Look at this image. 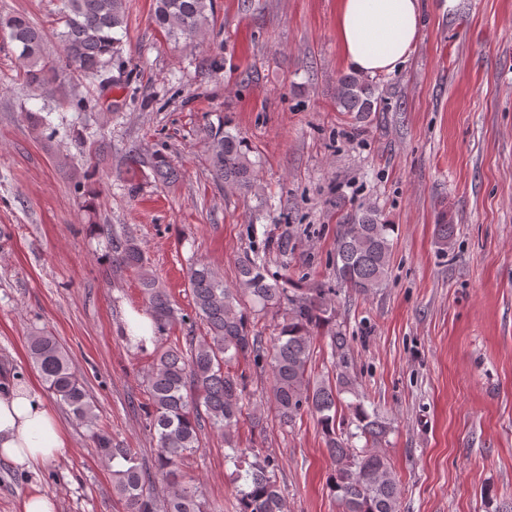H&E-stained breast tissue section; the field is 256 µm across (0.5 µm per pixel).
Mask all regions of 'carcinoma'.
Here are the masks:
<instances>
[{
    "instance_id": "1",
    "label": "carcinoma",
    "mask_w": 512,
    "mask_h": 512,
    "mask_svg": "<svg viewBox=\"0 0 512 512\" xmlns=\"http://www.w3.org/2000/svg\"><path fill=\"white\" fill-rule=\"evenodd\" d=\"M125 0H64L63 30L56 33L63 58L49 56L43 32L24 16L6 18L4 36L19 50L26 86L49 97L68 94V75L76 73L99 81L112 80V61L122 54L126 29ZM213 0H156L155 23L175 41L199 43L209 32ZM376 82L356 73L339 77L336 107L360 123L377 111ZM209 171L219 185L245 194L259 193L255 164L245 140L224 129V121L202 128ZM127 169L148 167L161 184L178 179L168 155L156 150L146 156L133 152ZM395 225L374 207H364L340 226L336 241V280L360 295L383 287L390 269ZM455 225H436L437 243L451 246ZM111 268L138 274L152 320L163 332L177 321L178 312L167 291L147 266L141 245L133 238L112 241ZM235 287L202 260L190 264L188 281L195 316L204 328L182 346L163 343L147 373L150 430L156 440L152 466L140 462L133 448L115 443L99 424L96 405L85 382L73 371L67 349L51 332L33 331L27 354L46 389L88 429L108 465L114 492L126 512H214L196 487L180 480L184 461L201 448V432L209 428L224 436L226 461L234 466L236 512H285L278 485L279 462L257 448H242L235 430L243 413L247 382L233 370L240 359L255 364L269 360L271 402L281 424L292 426L308 411L317 416L331 459L330 490L342 512H399L400 485L387 456L380 450L388 426L368 412L357 390L347 336L336 328L335 309L323 288H290L288 280L271 278L258 255L238 260ZM275 312L282 323L278 336L265 341L256 329L259 314ZM330 339L334 375L312 381L313 343ZM348 414L338 416L341 396ZM364 441L357 447L354 440ZM165 483L155 493L156 483Z\"/></svg>"
}]
</instances>
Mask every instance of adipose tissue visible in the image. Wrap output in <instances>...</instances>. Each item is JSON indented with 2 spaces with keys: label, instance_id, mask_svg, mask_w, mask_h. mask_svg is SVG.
Returning <instances> with one entry per match:
<instances>
[{
  "label": "adipose tissue",
  "instance_id": "1",
  "mask_svg": "<svg viewBox=\"0 0 512 512\" xmlns=\"http://www.w3.org/2000/svg\"><path fill=\"white\" fill-rule=\"evenodd\" d=\"M418 0H339L336 34L346 63L369 76L390 73L419 38ZM61 425L27 381L0 384V458L34 470L64 454Z\"/></svg>",
  "mask_w": 512,
  "mask_h": 512
}]
</instances>
